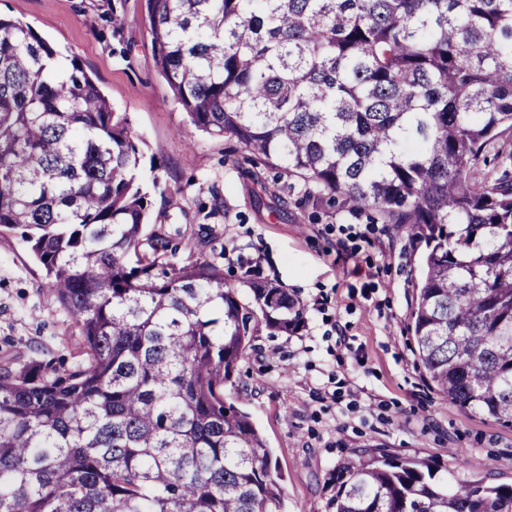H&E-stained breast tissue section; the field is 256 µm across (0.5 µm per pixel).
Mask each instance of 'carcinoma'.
Returning <instances> with one entry per match:
<instances>
[{"mask_svg": "<svg viewBox=\"0 0 512 512\" xmlns=\"http://www.w3.org/2000/svg\"><path fill=\"white\" fill-rule=\"evenodd\" d=\"M157 67L196 129L228 135L343 213L425 247L408 331L433 389L512 427V0H146ZM129 118L74 59L0 16V232L78 329V360L0 365V512H283L249 414L224 398L255 310L288 290L170 236ZM333 512H512V484L445 486L426 461L340 469Z\"/></svg>", "mask_w": 512, "mask_h": 512, "instance_id": "1", "label": "carcinoma"}]
</instances>
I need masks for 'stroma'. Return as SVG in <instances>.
I'll list each match as a JSON object with an SVG mask.
<instances>
[{"label":"stroma","mask_w":512,"mask_h":512,"mask_svg":"<svg viewBox=\"0 0 512 512\" xmlns=\"http://www.w3.org/2000/svg\"><path fill=\"white\" fill-rule=\"evenodd\" d=\"M0 14L77 59L128 116L141 184L161 176L177 199L153 208L180 245L175 263L217 261L246 304L250 278L299 302L304 328L257 323L224 387L261 432L287 512H329L342 464L382 454L431 462L452 482L512 484V428L437 394L406 331L421 253L408 235L305 199L297 177L196 131L157 70L145 0H0ZM42 281L20 236L0 237V362L75 356L72 322Z\"/></svg>","instance_id":"35a3bbf8"}]
</instances>
